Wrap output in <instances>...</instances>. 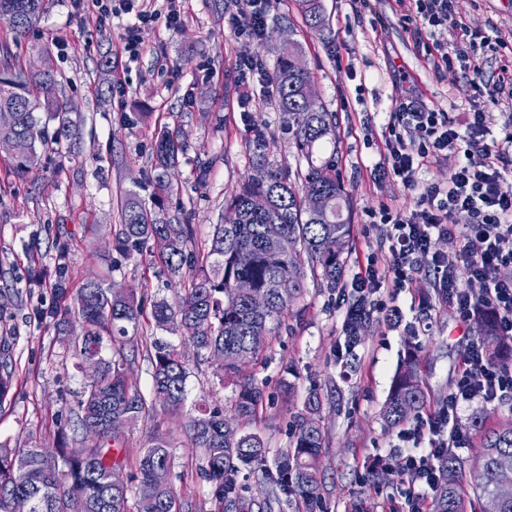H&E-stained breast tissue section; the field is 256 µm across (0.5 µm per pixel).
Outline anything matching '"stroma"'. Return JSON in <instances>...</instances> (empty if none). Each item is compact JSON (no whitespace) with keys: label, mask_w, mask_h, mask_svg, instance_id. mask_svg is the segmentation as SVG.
<instances>
[{"label":"stroma","mask_w":512,"mask_h":512,"mask_svg":"<svg viewBox=\"0 0 512 512\" xmlns=\"http://www.w3.org/2000/svg\"><path fill=\"white\" fill-rule=\"evenodd\" d=\"M324 25L311 28L298 0H268L261 36H236L231 24L234 0H182L177 23H169L167 0H158L161 16L141 32L135 59L121 56L125 28L134 22L123 0H112L104 22L89 19L84 0H47L36 28L15 38L0 21V49L22 66L41 63L50 48L60 75L61 93L83 117L80 152L61 156L54 145L40 150L39 169L17 178L0 154V291L10 294L0 313V364L16 369L17 380L0 405V445L54 448L61 424L75 421L73 410L85 377L64 337L46 311L59 305L50 283L58 255H65L69 290L89 279L104 286L133 289L146 300H174L168 275L149 257H126L112 248L121 190L151 198L149 182L156 125L181 127L186 146L172 174L175 194L168 211L193 225L196 247L208 241L220 223L224 201L256 172L257 162L281 172L295 171L296 151L269 87L241 83L236 61L257 57L274 73L284 43L294 42L311 75L315 102L335 113L336 141L322 154H335L343 175V215L353 226L345 275L337 289L306 279L302 297L281 328L269 335L262 360L248 362L245 373L263 388L267 401L251 429L270 448L289 442V422L310 391L324 401L326 448L322 457L324 491L317 512H345L360 495L375 512H403L409 489L400 467L412 448L403 428H387L381 409L408 344L421 348L420 380L429 408H437L452 388L468 348L480 340L477 321L457 320L435 296L426 272L414 275L398 293L381 292L382 310L373 312L348 361L337 357L344 339L346 305L352 283L369 256L387 260L389 228L370 221L388 207L415 209L417 192L370 176L383 159L382 133L391 112L415 100L462 117L485 115L490 135L512 118V95L495 101L474 97L469 85L481 75L496 86L512 57L469 42H453L447 30L428 34L424 43L411 36L407 7L398 0H320ZM459 22L472 32L498 34L512 42V0H456ZM447 44L476 61L480 73L435 64L432 44ZM110 57V72L100 62ZM121 82L123 97L101 93L103 82ZM189 368L186 400L180 416L155 408L150 417L123 431L128 462L119 472L133 483L136 459L153 434H161L175 456L173 487L182 497L203 503L210 491L187 458L185 423L199 399L231 414L232 383L220 382L213 367L200 362L191 344L180 346ZM380 464L385 482L366 480L370 464Z\"/></svg>","instance_id":"obj_1"}]
</instances>
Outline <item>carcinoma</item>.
<instances>
[{
	"label": "carcinoma",
	"instance_id": "1",
	"mask_svg": "<svg viewBox=\"0 0 512 512\" xmlns=\"http://www.w3.org/2000/svg\"><path fill=\"white\" fill-rule=\"evenodd\" d=\"M300 2L309 26L321 28L318 0ZM44 13L45 0H0V20L18 37L36 26ZM298 58V47L289 44L278 58L273 78L278 107L288 114V133L298 156L294 181L260 165L257 174L225 201L222 222L214 225L206 246L198 250L193 247L192 225L176 223L166 212V199L174 190L169 175L178 163L186 132L164 126L155 133L151 201L125 190L118 203L120 224L113 249L127 257L148 255L159 260L180 288L173 304L165 299L153 301L152 325L192 343L201 360L215 364L220 380L237 387L233 417L224 416L202 399L188 424L189 444L201 451L197 469L210 485L213 512H272L273 504L283 499L295 512H314L323 489L320 464L325 431L322 400L315 391L293 416L290 446L273 459L275 478L268 498L257 502L245 497L238 482L245 466L268 472L269 448L260 433L243 428L263 407L264 391L240 376L237 357L254 360L259 356L264 337L282 324L290 306L302 295L307 273L320 277L329 288L341 283L351 238V225L343 218L340 205L343 184L336 157L314 156L316 144L335 134V115L304 109L303 98L311 81L308 72L298 66ZM59 84L53 69L46 75L35 74L0 59V110L11 109L15 116L12 124L0 127V139L13 144L9 163L18 177L34 171L39 148L50 142L68 153L78 148L82 119L71 112L58 91ZM38 111L45 118L38 117ZM51 122L55 125L52 132L48 131ZM310 193L323 199L319 215L305 204ZM257 197L267 199L265 209L253 207ZM266 224L281 225L294 245L292 252H277L268 244L263 234ZM241 251L252 256L247 266L237 262ZM242 280L269 297L264 312L249 308L245 292L235 287ZM46 316L59 331L77 326L80 333L72 339L75 356L82 363L96 359L100 367L86 377L74 410L81 437L59 430L60 444L54 455L36 446L0 447V512H9L17 496L30 500L31 512H66L68 501L75 498L87 503V512H201L195 501L175 494L171 483L174 457L160 434L141 450L137 484L112 485V472L127 457L125 449L114 447L122 433L110 428L109 419L124 418L130 425L149 415L157 404L172 415L179 414L189 377L180 349L155 339L148 353L152 399H146L130 382L128 333L129 328H138L143 316L137 293L130 290L115 297L102 283L88 281L69 304ZM369 320L364 300L354 298L345 326L353 341H358ZM480 334L491 350V360L512 361V342L495 335L488 315L482 317ZM105 346L111 350L107 359L102 356ZM419 371L420 359L411 346L381 410L388 427L404 425L424 407ZM473 430L483 438L481 454L470 462L451 448L445 451L440 460L442 475L433 486L431 512H463V489L471 472L476 474L480 512H512V498L504 499L498 491L499 466L512 458V421L486 433L480 420L473 423Z\"/></svg>",
	"mask_w": 512,
	"mask_h": 512
}]
</instances>
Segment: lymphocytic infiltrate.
<instances>
[{
  "label": "lymphocytic infiltrate",
  "mask_w": 512,
  "mask_h": 512,
  "mask_svg": "<svg viewBox=\"0 0 512 512\" xmlns=\"http://www.w3.org/2000/svg\"><path fill=\"white\" fill-rule=\"evenodd\" d=\"M413 9L418 19L414 37L438 27L463 40L471 36L455 19L453 0H414ZM384 137L386 153L375 174L420 195L409 214L387 207L379 211L380 223L390 227V258L383 266L369 261L353 282L354 292L374 308L382 288L400 290L425 270L438 299L459 320L491 314L498 335L512 339V280L496 276L501 266L512 264V124L490 140L483 113H470L461 125L450 113L411 105L392 113ZM448 152L458 160L447 182L420 184L421 170ZM460 213L470 215V223L455 224ZM439 236L460 241L457 263L448 264L433 251ZM506 398L512 399V366L492 363L483 345H471L446 401L427 422L429 450L406 457L412 482L434 484L443 449L469 447L470 437L458 423L462 405Z\"/></svg>",
  "instance_id": "lymphocytic-infiltrate-1"
}]
</instances>
